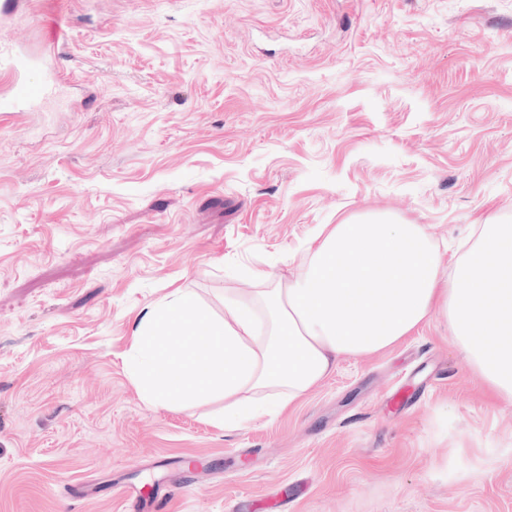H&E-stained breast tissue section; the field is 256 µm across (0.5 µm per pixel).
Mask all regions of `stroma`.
<instances>
[{"mask_svg": "<svg viewBox=\"0 0 512 512\" xmlns=\"http://www.w3.org/2000/svg\"><path fill=\"white\" fill-rule=\"evenodd\" d=\"M0 35L92 94L0 113V512H512V403L441 315L233 429L129 365L147 307L223 315L322 225L512 224V0H21Z\"/></svg>", "mask_w": 512, "mask_h": 512, "instance_id": "obj_1", "label": "stroma"}]
</instances>
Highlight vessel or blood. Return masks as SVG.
<instances>
[{
  "mask_svg": "<svg viewBox=\"0 0 512 512\" xmlns=\"http://www.w3.org/2000/svg\"><path fill=\"white\" fill-rule=\"evenodd\" d=\"M31 61L11 40L0 38V74L10 76L12 91L0 99V112H53L67 105L68 83L60 69L47 68L37 81L25 78Z\"/></svg>",
  "mask_w": 512,
  "mask_h": 512,
  "instance_id": "vessel-or-blood-1",
  "label": "vessel or blood"
}]
</instances>
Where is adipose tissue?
Instances as JSON below:
<instances>
[{"instance_id":"1","label":"adipose tissue","mask_w":512,"mask_h":512,"mask_svg":"<svg viewBox=\"0 0 512 512\" xmlns=\"http://www.w3.org/2000/svg\"><path fill=\"white\" fill-rule=\"evenodd\" d=\"M224 295L213 317L192 289L138 320L132 364L144 399L221 398L222 426L278 414L345 356L373 354L442 314L468 366L512 401V224H484L454 265L424 225L361 219L322 230L295 280Z\"/></svg>"}]
</instances>
